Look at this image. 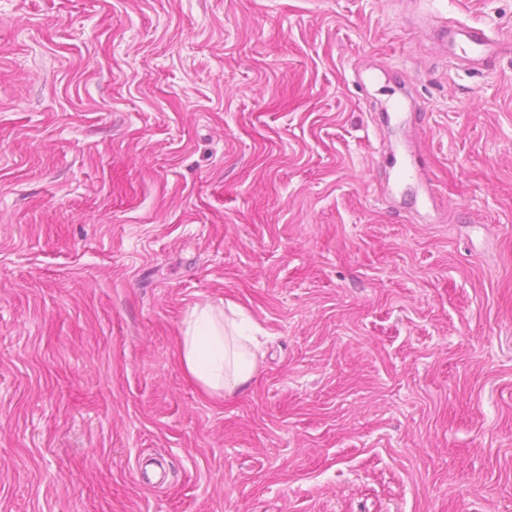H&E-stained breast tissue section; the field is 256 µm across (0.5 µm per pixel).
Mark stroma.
Listing matches in <instances>:
<instances>
[{"instance_id":"stroma-1","label":"stroma","mask_w":512,"mask_h":512,"mask_svg":"<svg viewBox=\"0 0 512 512\" xmlns=\"http://www.w3.org/2000/svg\"><path fill=\"white\" fill-rule=\"evenodd\" d=\"M444 19L512 41V0H0V512H512V51ZM201 302L261 327L246 390L185 373ZM448 44L458 45L470 62L485 66L494 53L500 52V43L495 41L481 26L448 25Z\"/></svg>"}]
</instances>
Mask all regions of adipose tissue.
<instances>
[{"instance_id":"adipose-tissue-1","label":"adipose tissue","mask_w":512,"mask_h":512,"mask_svg":"<svg viewBox=\"0 0 512 512\" xmlns=\"http://www.w3.org/2000/svg\"><path fill=\"white\" fill-rule=\"evenodd\" d=\"M259 328L236 305L228 309L211 304L191 306L178 338L186 373L212 396L245 389L264 356Z\"/></svg>"}]
</instances>
